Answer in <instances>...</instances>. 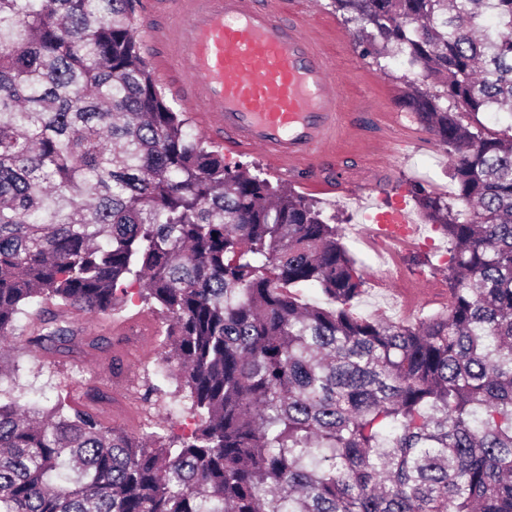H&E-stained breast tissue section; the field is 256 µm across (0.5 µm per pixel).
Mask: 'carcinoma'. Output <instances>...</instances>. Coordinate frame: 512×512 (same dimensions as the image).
<instances>
[{
  "label": "carcinoma",
  "instance_id": "obj_1",
  "mask_svg": "<svg viewBox=\"0 0 512 512\" xmlns=\"http://www.w3.org/2000/svg\"><path fill=\"white\" fill-rule=\"evenodd\" d=\"M136 2L0 0V341L72 353L65 313L136 286L194 427L112 426L99 390L31 406L0 357V512H512V135L478 119H512V0H333L419 69L462 203L413 186L450 302L410 325L353 315L363 273L312 202L192 139Z\"/></svg>",
  "mask_w": 512,
  "mask_h": 512
}]
</instances>
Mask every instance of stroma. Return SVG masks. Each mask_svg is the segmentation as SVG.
Here are the masks:
<instances>
[{"instance_id":"obj_1","label":"stroma","mask_w":512,"mask_h":512,"mask_svg":"<svg viewBox=\"0 0 512 512\" xmlns=\"http://www.w3.org/2000/svg\"><path fill=\"white\" fill-rule=\"evenodd\" d=\"M297 2L312 23L331 22L343 36L336 49L341 87L352 97L354 109L362 113L363 119L359 142L343 147L339 165L354 169L357 178L374 180L372 199L382 207H389L398 196V188H405L403 198L407 208L420 224L422 234L431 237L433 245L428 249L418 247L405 251L400 257L398 277L381 281L378 256L366 242L355 240L349 232L350 225L367 221V211L358 198L275 174L256 153L233 154L227 156L226 161L243 165L272 184L288 186L306 196L322 210L324 217L334 218L346 248L364 272L363 292L352 307L353 313L416 323L447 307L446 300L417 293L421 283L444 287L447 270L439 254L445 249L446 241L427 224L410 189L420 183L442 196L450 206L458 204L443 147L401 101L407 81L417 79L418 74L393 59L363 54L356 25L346 23L331 0ZM70 318L83 336L99 340V347L69 354L27 346L6 348L5 357L20 360L25 367L22 382L26 386L27 400L42 404L62 393L78 401L87 391L99 389L108 397L107 403L100 407L106 420H113L125 409L134 410L135 418L129 422V429H139L149 419L162 421L169 429L187 422L188 413L178 399H167L161 407L148 406L142 400L143 371L157 369L161 360L162 349L157 339L115 335L111 320L83 312L71 313Z\"/></svg>"}]
</instances>
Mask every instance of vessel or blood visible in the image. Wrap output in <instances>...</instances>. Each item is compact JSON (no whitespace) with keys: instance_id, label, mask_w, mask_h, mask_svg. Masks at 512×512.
Wrapping results in <instances>:
<instances>
[{"instance_id":"vessel-or-blood-1","label":"vessel or blood","mask_w":512,"mask_h":512,"mask_svg":"<svg viewBox=\"0 0 512 512\" xmlns=\"http://www.w3.org/2000/svg\"><path fill=\"white\" fill-rule=\"evenodd\" d=\"M139 35L172 97L226 151L261 152L280 175L339 177L336 148L358 128L334 25L308 31L290 0H148Z\"/></svg>"}]
</instances>
